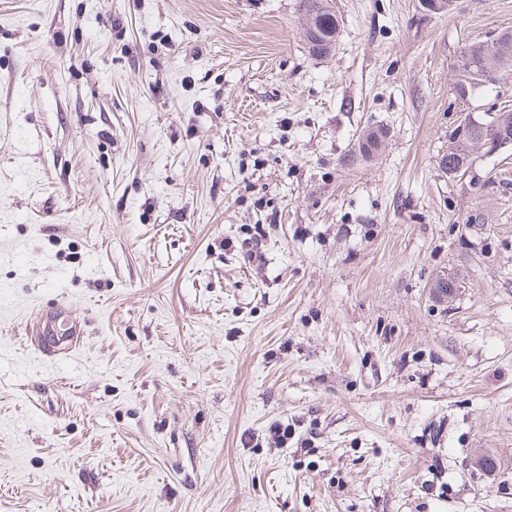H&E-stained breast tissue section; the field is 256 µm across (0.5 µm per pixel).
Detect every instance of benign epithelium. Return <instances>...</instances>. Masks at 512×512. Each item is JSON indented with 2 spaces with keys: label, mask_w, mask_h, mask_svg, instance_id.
Listing matches in <instances>:
<instances>
[{
  "label": "benign epithelium",
  "mask_w": 512,
  "mask_h": 512,
  "mask_svg": "<svg viewBox=\"0 0 512 512\" xmlns=\"http://www.w3.org/2000/svg\"><path fill=\"white\" fill-rule=\"evenodd\" d=\"M473 93L469 90L462 91L457 96L462 104L457 121L449 131V136L459 145L471 146L483 153H495L512 144V135L504 130H497L496 112H479L470 107V99ZM461 289L457 281L440 277L435 281V293L442 298H453Z\"/></svg>",
  "instance_id": "1"
}]
</instances>
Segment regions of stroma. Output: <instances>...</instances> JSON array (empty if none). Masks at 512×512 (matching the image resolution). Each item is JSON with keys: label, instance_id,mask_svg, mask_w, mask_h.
I'll use <instances>...</instances> for the list:
<instances>
[{"label": "stroma", "instance_id": "1", "mask_svg": "<svg viewBox=\"0 0 512 512\" xmlns=\"http://www.w3.org/2000/svg\"><path fill=\"white\" fill-rule=\"evenodd\" d=\"M331 5L0 0V512H512V146L440 165L512 0ZM328 0H299V15L315 12L317 14L316 24L318 26V40L308 43L313 53L319 56H328L336 46V34L338 21L336 14ZM38 331L36 352L44 359H54L60 351L71 355L79 345L78 337L81 335L79 327L71 324L66 333L59 332L56 327L49 328L43 323L42 313H38Z\"/></svg>", "mask_w": 512, "mask_h": 512}]
</instances>
